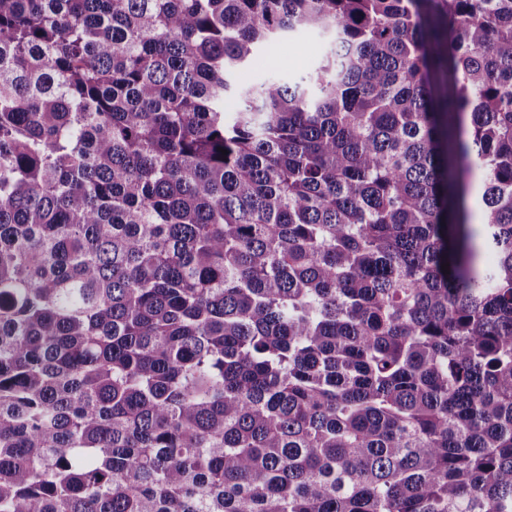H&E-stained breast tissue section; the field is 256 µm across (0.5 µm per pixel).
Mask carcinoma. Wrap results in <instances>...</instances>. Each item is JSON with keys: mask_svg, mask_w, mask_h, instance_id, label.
<instances>
[{"mask_svg": "<svg viewBox=\"0 0 512 512\" xmlns=\"http://www.w3.org/2000/svg\"><path fill=\"white\" fill-rule=\"evenodd\" d=\"M0 512H512V0H0ZM323 44L324 37L317 31L295 32L289 40L260 50L247 66L234 72L232 81L236 86H247L266 75L287 82L299 81L319 65Z\"/></svg>", "mask_w": 512, "mask_h": 512, "instance_id": "cac0c4a2", "label": "carcinoma"}]
</instances>
